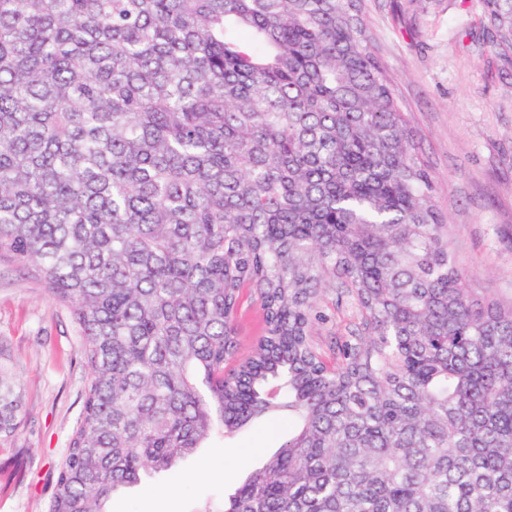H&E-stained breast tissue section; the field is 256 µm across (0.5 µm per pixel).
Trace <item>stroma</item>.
Listing matches in <instances>:
<instances>
[{
	"label": "stroma",
	"instance_id": "35a3bbf8",
	"mask_svg": "<svg viewBox=\"0 0 512 512\" xmlns=\"http://www.w3.org/2000/svg\"><path fill=\"white\" fill-rule=\"evenodd\" d=\"M373 50L416 133L449 246L474 292L512 301V57L495 52L481 0H363ZM314 332L326 360L354 307L324 292ZM69 310L0 262V363L21 394L18 427L0 438V512H49L82 410L88 370ZM268 422L224 437L116 496L112 512H201L223 505L280 447Z\"/></svg>",
	"mask_w": 512,
	"mask_h": 512
}]
</instances>
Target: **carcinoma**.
Segmentation results:
<instances>
[{"label":"carcinoma","instance_id":"obj_1","mask_svg":"<svg viewBox=\"0 0 512 512\" xmlns=\"http://www.w3.org/2000/svg\"><path fill=\"white\" fill-rule=\"evenodd\" d=\"M483 4L507 57L512 0ZM0 259L89 370L50 512L261 419L288 439L204 512H512V303L464 286L362 0H0ZM20 405L0 366V435ZM320 306L328 318L317 326L314 332V341L324 354L326 361L333 363L334 354L330 346H333L334 337L338 339L340 336L347 335L355 309L347 294V288L338 282H336V287L328 288L324 292ZM260 319L259 305L254 295L247 290L244 292L243 303L237 318L241 353H246L259 335Z\"/></svg>","mask_w":512,"mask_h":512}]
</instances>
